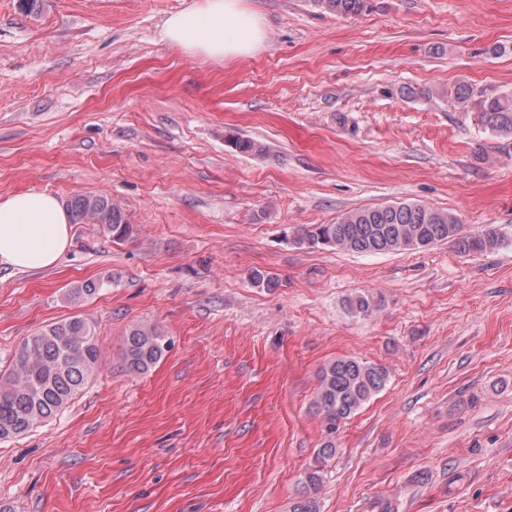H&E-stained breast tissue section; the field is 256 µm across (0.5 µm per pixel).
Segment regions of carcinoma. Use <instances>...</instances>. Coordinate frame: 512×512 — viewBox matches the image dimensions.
Masks as SVG:
<instances>
[{"mask_svg":"<svg viewBox=\"0 0 512 512\" xmlns=\"http://www.w3.org/2000/svg\"><path fill=\"white\" fill-rule=\"evenodd\" d=\"M318 8L337 16H355L372 8V0H312ZM462 110L473 113L475 124L494 137L512 138V93L487 95L459 82L448 92ZM235 149L261 155L257 140L233 138ZM75 224H101L122 239L130 225L112 200L102 194L81 195L70 202ZM303 241L311 246L334 247L356 253H385L425 248L448 241L463 254L498 249L502 237L493 224L474 232L462 231L457 214L418 203H395L350 210L334 224H316ZM254 288L270 290L278 278L267 271L252 270ZM347 309L371 316L382 307V298L360 292L345 300ZM169 348L166 337L154 327L136 325L125 337L124 358L129 372L143 374L158 363ZM101 352L94 324L75 315L28 337L16 351L9 367L0 372V440L16 437L43 423L72 401L97 374ZM389 379L381 364L354 358H338L320 371L312 403L324 421V440L316 454L322 465L337 453L336 432L360 410Z\"/></svg>","mask_w":512,"mask_h":512,"instance_id":"1","label":"carcinoma"}]
</instances>
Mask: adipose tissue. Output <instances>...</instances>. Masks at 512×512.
<instances>
[{
  "label": "adipose tissue",
  "mask_w": 512,
  "mask_h": 512,
  "mask_svg": "<svg viewBox=\"0 0 512 512\" xmlns=\"http://www.w3.org/2000/svg\"><path fill=\"white\" fill-rule=\"evenodd\" d=\"M161 37L186 53L234 60L255 55L265 33L241 0H205L169 16ZM70 219L51 193L28 191L0 201V266L44 270L56 265L70 244Z\"/></svg>",
  "instance_id": "ef3b65f1"
}]
</instances>
